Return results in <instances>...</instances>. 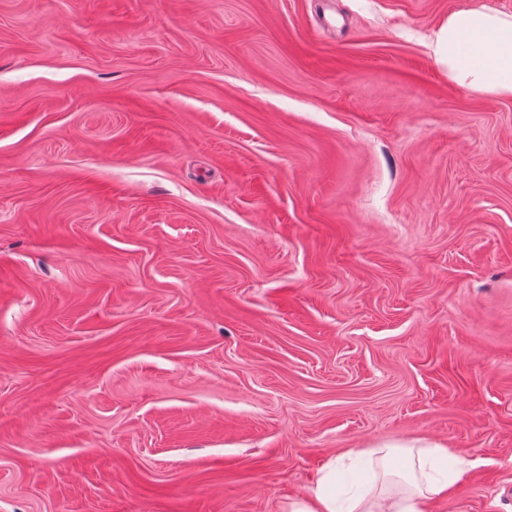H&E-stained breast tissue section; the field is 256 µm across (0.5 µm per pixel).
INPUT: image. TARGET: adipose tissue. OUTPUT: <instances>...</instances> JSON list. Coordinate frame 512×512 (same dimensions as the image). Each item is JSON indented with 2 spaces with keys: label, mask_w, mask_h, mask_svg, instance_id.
<instances>
[{
  "label": "adipose tissue",
  "mask_w": 512,
  "mask_h": 512,
  "mask_svg": "<svg viewBox=\"0 0 512 512\" xmlns=\"http://www.w3.org/2000/svg\"><path fill=\"white\" fill-rule=\"evenodd\" d=\"M432 51L457 84L479 93L512 97V15L488 7L456 10L439 26ZM402 467V491L356 493L339 502L329 479L291 501L288 512H432L434 503L465 475L455 451L443 443L392 445Z\"/></svg>",
  "instance_id": "1"
}]
</instances>
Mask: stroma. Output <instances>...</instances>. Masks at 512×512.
I'll list each match as a JSON object with an SVG mask.
<instances>
[{
	"label": "stroma",
	"mask_w": 512,
	"mask_h": 512,
	"mask_svg": "<svg viewBox=\"0 0 512 512\" xmlns=\"http://www.w3.org/2000/svg\"><path fill=\"white\" fill-rule=\"evenodd\" d=\"M512 0H0V512H287L444 442L512 512ZM432 51L457 84L512 97V15L485 6L453 11L439 26Z\"/></svg>",
	"instance_id": "35a3bbf8"
}]
</instances>
